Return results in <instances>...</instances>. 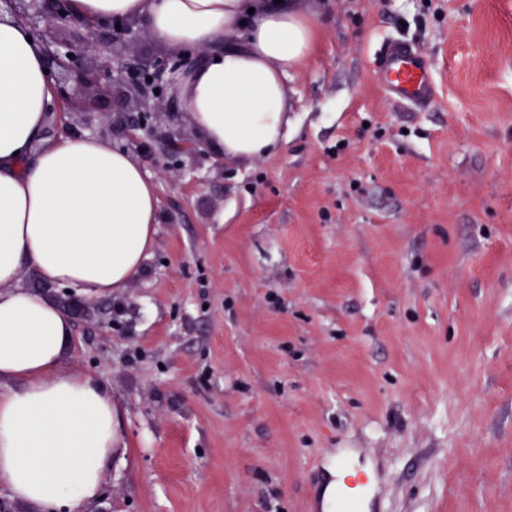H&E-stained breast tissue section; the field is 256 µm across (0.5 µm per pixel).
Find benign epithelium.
Instances as JSON below:
<instances>
[{
    "label": "benign epithelium",
    "instance_id": "benign-epithelium-1",
    "mask_svg": "<svg viewBox=\"0 0 512 512\" xmlns=\"http://www.w3.org/2000/svg\"><path fill=\"white\" fill-rule=\"evenodd\" d=\"M17 20L36 31V36L49 44L48 68L58 88L59 104L70 101V85L110 83L121 89V98L111 103L112 123L131 130L151 126L153 113L173 87L172 75L196 63L187 49L154 60L135 61L125 48L135 41L144 26L132 20L112 21L111 35L89 45L73 47L74 60H61L60 49L66 44L57 38V29L74 22L65 0H57L48 19H43L42 0H4Z\"/></svg>",
    "mask_w": 512,
    "mask_h": 512
}]
</instances>
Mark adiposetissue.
<instances>
[{
  "label": "adipose tissue",
  "instance_id": "1",
  "mask_svg": "<svg viewBox=\"0 0 512 512\" xmlns=\"http://www.w3.org/2000/svg\"><path fill=\"white\" fill-rule=\"evenodd\" d=\"M90 23L141 22L158 43L211 53L177 77L175 93L208 146L241 160L288 134V77L308 58L313 17L246 0H69ZM235 42H226V35ZM57 90L45 45L0 14V485L32 512H80L100 495L119 444L111 391L57 373L66 315L15 287L29 263L47 284L119 293L155 238L157 191L143 165L110 141L39 138Z\"/></svg>",
  "mask_w": 512,
  "mask_h": 512
}]
</instances>
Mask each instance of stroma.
Segmentation results:
<instances>
[{
  "label": "stroma",
  "mask_w": 512,
  "mask_h": 512,
  "mask_svg": "<svg viewBox=\"0 0 512 512\" xmlns=\"http://www.w3.org/2000/svg\"><path fill=\"white\" fill-rule=\"evenodd\" d=\"M316 22L288 137L242 161L154 145V249L120 293L17 284L59 307L57 367L111 389L121 443L84 512H320L329 460L367 512H512V0H281ZM401 38L435 97L377 74ZM57 114L42 137L105 125Z\"/></svg>",
  "instance_id": "obj_1"
}]
</instances>
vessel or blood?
Returning a JSON list of instances; mask_svg holds the SVG:
<instances>
[{"instance_id": "1", "label": "vessel or blood", "mask_w": 512, "mask_h": 512, "mask_svg": "<svg viewBox=\"0 0 512 512\" xmlns=\"http://www.w3.org/2000/svg\"><path fill=\"white\" fill-rule=\"evenodd\" d=\"M380 81L396 103L418 104L432 96L430 66L427 57L411 44L394 40L383 50Z\"/></svg>"}]
</instances>
